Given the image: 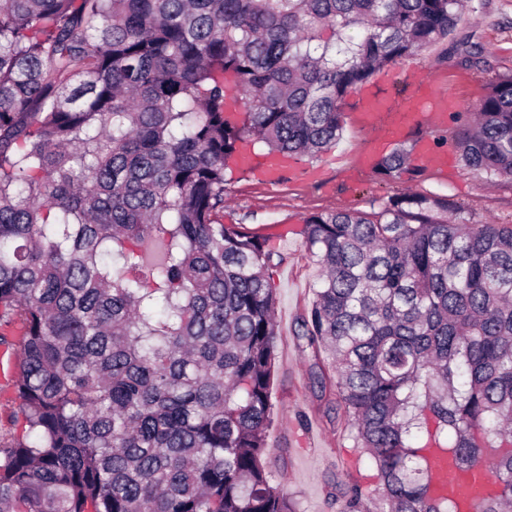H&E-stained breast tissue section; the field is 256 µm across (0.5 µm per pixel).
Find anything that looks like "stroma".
Masks as SVG:
<instances>
[{"label":"stroma","mask_w":512,"mask_h":512,"mask_svg":"<svg viewBox=\"0 0 512 512\" xmlns=\"http://www.w3.org/2000/svg\"><path fill=\"white\" fill-rule=\"evenodd\" d=\"M472 7L447 40L413 61L390 66L387 84L371 79L367 89L383 97L409 93L407 68L414 64L420 81L435 93L458 99L460 112L475 111L489 85L512 72V0H472ZM366 142V131L347 117L335 147L314 159L296 158V171L281 182L270 184L233 171L219 220L264 236L275 225L300 228L305 218L317 213H370L388 196L414 192L453 199L465 206L473 224H512V180L488 181L485 173L457 159L444 174L414 164L386 178L359 165ZM273 252L269 274L278 298L275 424L266 454L297 512H339L335 487L354 482L373 490L377 471L353 448L345 432L343 405L334 391L314 382L296 340L297 320L312 298L320 268L308 257L301 236L275 245ZM16 364V351L0 346V428L9 427L20 414L13 388Z\"/></svg>","instance_id":"obj_1"}]
</instances>
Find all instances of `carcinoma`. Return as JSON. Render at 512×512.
Returning a JSON list of instances; mask_svg holds the SVG:
<instances>
[{
	"instance_id": "obj_1",
	"label": "carcinoma",
	"mask_w": 512,
	"mask_h": 512,
	"mask_svg": "<svg viewBox=\"0 0 512 512\" xmlns=\"http://www.w3.org/2000/svg\"><path fill=\"white\" fill-rule=\"evenodd\" d=\"M471 0H0V322L23 334L24 431L0 437V512H295L266 458L272 251L218 221L228 162L316 157L375 72L448 38ZM464 166L512 180V74ZM401 146L375 165L402 171ZM447 197L308 217L300 316L379 486L340 512H462L431 452L512 507V224Z\"/></svg>"
}]
</instances>
